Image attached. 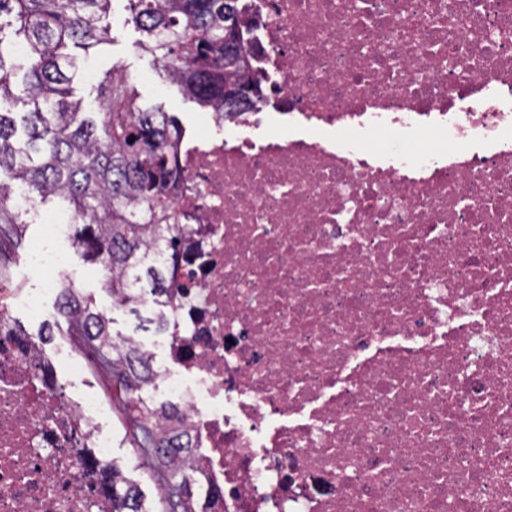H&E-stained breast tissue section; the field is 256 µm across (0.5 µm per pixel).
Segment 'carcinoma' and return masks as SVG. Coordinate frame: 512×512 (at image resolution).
Segmentation results:
<instances>
[{
    "label": "carcinoma",
    "mask_w": 512,
    "mask_h": 512,
    "mask_svg": "<svg viewBox=\"0 0 512 512\" xmlns=\"http://www.w3.org/2000/svg\"><path fill=\"white\" fill-rule=\"evenodd\" d=\"M111 0H0L3 24L14 27L24 47L16 54L0 36V101L14 98L13 83L22 76L27 110L14 117L0 111V195L14 184L27 187L40 203L58 199L76 215L74 239L81 256L112 270V295L135 300L130 280L150 295L146 250L152 244L176 247L168 235L175 223L166 194L175 180L169 140L180 136L173 118L144 107L116 63L103 78L97 112L72 98V84L86 51L108 42L106 16ZM130 22L140 33L138 45L152 53L164 75L201 107L224 105L225 89L248 86L245 32L233 21L235 52L224 47L228 17L224 0H127ZM140 209V218L133 216ZM25 212L0 200V240L19 247ZM99 364L112 370L130 391L123 358L114 345L94 347ZM129 445L143 459L161 491V512H192L190 482L175 480L173 469L155 464L164 452L153 420H132ZM112 512H138L145 497L134 481L112 465Z\"/></svg>",
    "instance_id": "cac0c4a2"
}]
</instances>
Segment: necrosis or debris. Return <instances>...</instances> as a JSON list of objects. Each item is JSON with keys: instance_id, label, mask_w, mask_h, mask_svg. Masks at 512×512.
<instances>
[{"instance_id": "obj_1", "label": "necrosis or debris", "mask_w": 512, "mask_h": 512, "mask_svg": "<svg viewBox=\"0 0 512 512\" xmlns=\"http://www.w3.org/2000/svg\"><path fill=\"white\" fill-rule=\"evenodd\" d=\"M254 89L172 140L176 248L128 337L194 512H512V0H240ZM413 148L366 150L365 131ZM46 293L77 260L40 213ZM0 266V512H112L82 341L16 328ZM167 363H157L156 348Z\"/></svg>"}]
</instances>
